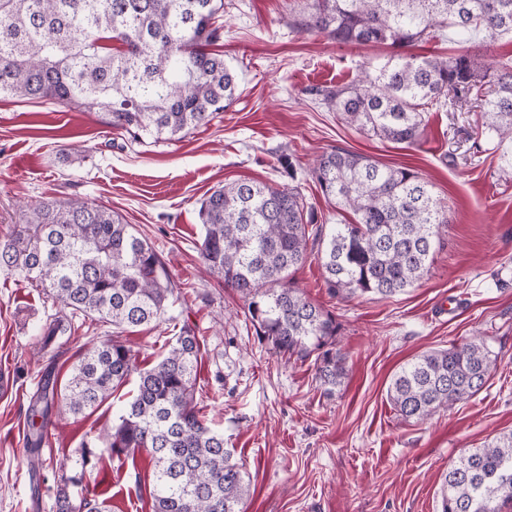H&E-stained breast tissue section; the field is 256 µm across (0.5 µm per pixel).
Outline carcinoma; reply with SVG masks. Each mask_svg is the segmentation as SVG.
Wrapping results in <instances>:
<instances>
[{
  "mask_svg": "<svg viewBox=\"0 0 512 512\" xmlns=\"http://www.w3.org/2000/svg\"><path fill=\"white\" fill-rule=\"evenodd\" d=\"M223 10L224 0H0V96L52 100L99 113L110 127L181 139L236 96L237 73L207 50L224 34ZM293 26L396 50L351 85L315 90L359 131L413 145L427 112L474 100L486 128L512 139V62L479 57L469 46L475 33L489 44L512 33V0H306ZM448 29L458 36L454 53H409ZM312 176L354 222L326 233L297 189L234 182L201 202L199 252L208 273L244 300L259 342L312 361L331 393L345 375L336 348L341 323L295 286L292 273L315 254L337 298L393 295L427 275L435 239L452 218L411 166L335 148L319 156ZM0 270L44 288L72 315L114 328L175 320L169 274L154 247L112 209L82 198L30 208L0 240ZM199 351L186 325L149 368H138L121 341L101 342L83 354L63 391L45 382L34 395L26 451L41 460L53 408L80 415L135 374L134 395L111 429L84 442L76 464L92 469L107 457L122 465L144 450L154 465L153 512H242L250 492L242 464L195 401ZM495 364L479 337L426 351L392 377L387 395L399 417L423 422L478 393ZM74 481L59 477L54 512H107L105 500L71 494ZM511 503L512 431L448 468L440 512H502Z\"/></svg>",
  "mask_w": 512,
  "mask_h": 512,
  "instance_id": "cac0c4a2",
  "label": "carcinoma"
}]
</instances>
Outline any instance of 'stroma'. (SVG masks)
<instances>
[{"instance_id": "stroma-1", "label": "stroma", "mask_w": 512, "mask_h": 512, "mask_svg": "<svg viewBox=\"0 0 512 512\" xmlns=\"http://www.w3.org/2000/svg\"><path fill=\"white\" fill-rule=\"evenodd\" d=\"M294 0H224L219 49L238 74V97L204 127L174 141L133 137L103 116L48 101L0 97V237L27 206L78 197L133 225L167 264L179 324L201 345L196 401L243 464L251 494L243 512H436L442 477L463 449L512 430V143L499 141L468 103L428 113L412 146L366 135L328 111L313 87L354 83L366 63L393 54L292 31ZM339 148L384 164L409 165L430 183L453 222L430 270L413 288L382 299L341 301L309 258L298 288L342 324L346 374L325 393L311 363L285 360L258 341L239 295L207 274L199 248L200 202L225 184L292 186L324 227L344 222L310 177L323 151ZM70 334L47 347L52 319ZM174 323V324H177ZM173 323L127 331L71 316L45 291L0 271V512H52L60 466L86 437L111 428L133 384L82 416L56 411L41 466L24 447L26 411L46 375L65 386L87 348L114 336L138 366L154 364ZM483 337L496 357L484 388L427 422L396 415L387 388L415 356ZM148 454L87 470L84 492L107 493L111 512H152Z\"/></svg>"}]
</instances>
